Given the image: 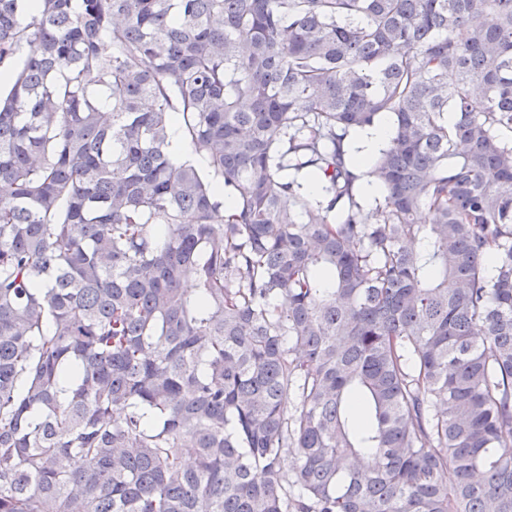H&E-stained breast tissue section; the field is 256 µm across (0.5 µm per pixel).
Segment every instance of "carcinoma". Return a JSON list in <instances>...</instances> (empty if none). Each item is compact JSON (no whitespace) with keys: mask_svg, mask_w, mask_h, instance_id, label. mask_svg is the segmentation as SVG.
Returning <instances> with one entry per match:
<instances>
[{"mask_svg":"<svg viewBox=\"0 0 512 512\" xmlns=\"http://www.w3.org/2000/svg\"><path fill=\"white\" fill-rule=\"evenodd\" d=\"M26 6L0 512H512V0ZM387 130L383 126L365 130L358 136V146L363 147L362 151L358 154L361 167L363 168L370 156L374 151H377L386 141Z\"/></svg>","mask_w":512,"mask_h":512,"instance_id":"cac0c4a2","label":"carcinoma"}]
</instances>
